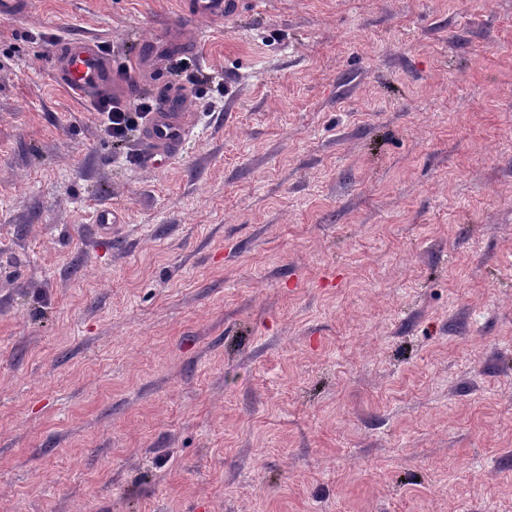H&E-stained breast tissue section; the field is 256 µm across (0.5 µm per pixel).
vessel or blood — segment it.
I'll list each match as a JSON object with an SVG mask.
<instances>
[{"label":"vessel or blood","mask_w":512,"mask_h":512,"mask_svg":"<svg viewBox=\"0 0 512 512\" xmlns=\"http://www.w3.org/2000/svg\"><path fill=\"white\" fill-rule=\"evenodd\" d=\"M239 5L240 0H186L183 13L166 23L170 31L168 39L142 40L135 70L152 71L162 57L183 52L186 45L177 38V31L223 19L237 12ZM52 68L57 81L76 95L85 96L109 89L120 101H129L134 97L133 81L116 80L111 59L100 51L93 40L73 39L66 42L54 55ZM188 101L189 96L183 89H162L159 106L142 131L145 151L141 163L144 167L153 169L178 157L191 134L186 116Z\"/></svg>","instance_id":"1"}]
</instances>
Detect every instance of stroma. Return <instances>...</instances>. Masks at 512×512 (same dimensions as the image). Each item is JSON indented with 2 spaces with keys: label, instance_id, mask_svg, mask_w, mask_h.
I'll list each match as a JSON object with an SVG mask.
<instances>
[{
  "label": "stroma",
  "instance_id": "35a3bbf8",
  "mask_svg": "<svg viewBox=\"0 0 512 512\" xmlns=\"http://www.w3.org/2000/svg\"><path fill=\"white\" fill-rule=\"evenodd\" d=\"M182 2L0 0V512H512V0H243L146 170L44 37Z\"/></svg>",
  "mask_w": 512,
  "mask_h": 512
}]
</instances>
